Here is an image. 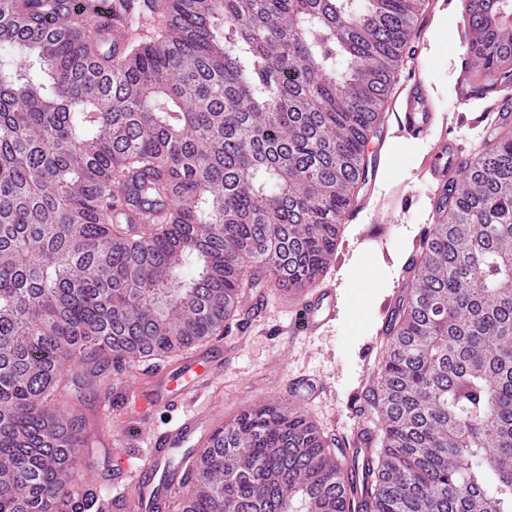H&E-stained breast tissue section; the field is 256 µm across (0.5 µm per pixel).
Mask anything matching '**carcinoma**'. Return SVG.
<instances>
[{"label": "carcinoma", "instance_id": "1", "mask_svg": "<svg viewBox=\"0 0 512 512\" xmlns=\"http://www.w3.org/2000/svg\"><path fill=\"white\" fill-rule=\"evenodd\" d=\"M467 7L457 86H512V0ZM425 0H167L103 49L90 7L0 0V512H107L73 493L66 374L174 357L258 284H313ZM368 402L364 512H512V129L420 242ZM178 512H345L329 441L259 404L178 461Z\"/></svg>", "mask_w": 512, "mask_h": 512}]
</instances>
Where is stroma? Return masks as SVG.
Instances as JSON below:
<instances>
[{"mask_svg":"<svg viewBox=\"0 0 512 512\" xmlns=\"http://www.w3.org/2000/svg\"><path fill=\"white\" fill-rule=\"evenodd\" d=\"M464 5L465 0H426L422 16L429 26L418 31L412 46L419 53V73L430 85L438 114L446 116L449 133L478 144L496 114L488 101L457 102L456 79L467 59L461 37ZM377 138L383 143L378 171L382 191L370 197L366 210L345 217L334 258L318 280L336 290L335 319L318 335H289L291 315L273 290L252 325L233 326L215 336V343L232 349L224 368L226 420L235 419L251 403L287 399L289 383L307 376L326 387L306 411L319 430L339 438L355 425L354 407L382 362L384 328L400 293V271L428 231L434 210L432 186L420 170L429 142L407 138L391 112ZM134 373L131 367L106 371L101 386L85 385L86 369L73 373L84 386L78 412L90 434L83 455L92 464L90 475L99 494L107 499L115 487L106 472L118 460L106 454V447L122 449L130 464L143 463L149 454V430L167 419L157 411L140 421L124 404ZM105 399L112 403L107 417L99 411Z\"/></svg>","mask_w":512,"mask_h":512,"instance_id":"1","label":"stroma"}]
</instances>
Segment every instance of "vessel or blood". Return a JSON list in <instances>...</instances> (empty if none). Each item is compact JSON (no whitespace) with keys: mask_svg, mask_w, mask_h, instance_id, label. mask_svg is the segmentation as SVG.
Returning <instances> with one entry per match:
<instances>
[{"mask_svg":"<svg viewBox=\"0 0 512 512\" xmlns=\"http://www.w3.org/2000/svg\"><path fill=\"white\" fill-rule=\"evenodd\" d=\"M396 116L405 133L424 137L431 133L436 114L424 82L409 76L396 96ZM466 146L457 137L441 136L424 159V167L436 186V198H443L450 182L466 177L469 163ZM290 306L288 333L292 336H313L336 313L333 289L310 287L305 290L285 288L281 291ZM224 375V350L206 346L182 355L166 364L146 367L134 386V405L149 413L163 410L170 419L164 429L150 434L148 459L137 469L138 479L131 498L112 500L113 512H165L172 491L180 485V473L174 461L189 449L207 445L224 415L222 406L209 404L193 413H186L188 403L204 391L218 386ZM319 382L302 378L289 388L293 403L312 401L320 392ZM371 440L364 426H357L350 440V452L342 460L349 474L346 486L348 512H359L369 491L370 481L365 466L371 456Z\"/></svg>","mask_w":512,"mask_h":512,"instance_id":"b4317fda","label":"vessel or blood"}]
</instances>
